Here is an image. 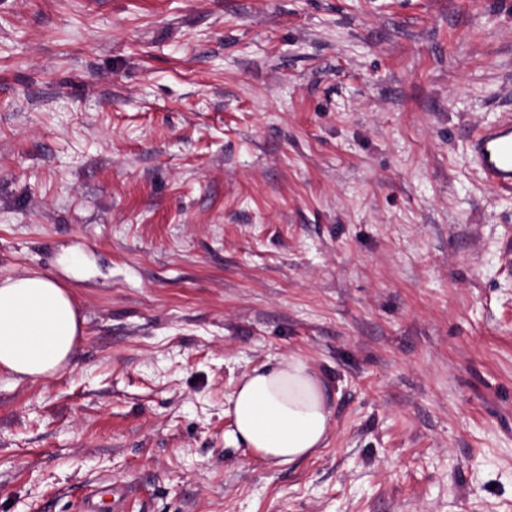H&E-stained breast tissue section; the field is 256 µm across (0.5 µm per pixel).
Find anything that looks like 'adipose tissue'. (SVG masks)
Here are the masks:
<instances>
[{"label":"adipose tissue","mask_w":512,"mask_h":512,"mask_svg":"<svg viewBox=\"0 0 512 512\" xmlns=\"http://www.w3.org/2000/svg\"><path fill=\"white\" fill-rule=\"evenodd\" d=\"M83 324L72 290L48 275L0 277V372L19 381L53 376L71 359ZM229 403L235 437L275 464L309 457L330 431L322 383L299 356L244 374Z\"/></svg>","instance_id":"ef3b65f1"}]
</instances>
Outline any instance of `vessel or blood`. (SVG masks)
Segmentation results:
<instances>
[{"label":"vessel or blood","mask_w":512,"mask_h":512,"mask_svg":"<svg viewBox=\"0 0 512 512\" xmlns=\"http://www.w3.org/2000/svg\"><path fill=\"white\" fill-rule=\"evenodd\" d=\"M473 161L497 193L512 196V116L478 128L470 140ZM127 491L112 492L110 499L94 493L81 502L80 512H125Z\"/></svg>","instance_id":"1"}]
</instances>
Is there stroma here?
I'll list each match as a JSON object with an SVG mask.
<instances>
[{"label":"stroma","instance_id":"1","mask_svg":"<svg viewBox=\"0 0 512 512\" xmlns=\"http://www.w3.org/2000/svg\"><path fill=\"white\" fill-rule=\"evenodd\" d=\"M509 115L512 0H0V276L86 319L0 375V512H512ZM293 355L331 431L275 467L228 400ZM470 150L487 184L502 196H512V115L475 130ZM109 495L111 498L107 503H104L103 496L98 493L86 496L81 502L79 512H126L127 491L117 492L111 489Z\"/></svg>","mask_w":512,"mask_h":512}]
</instances>
